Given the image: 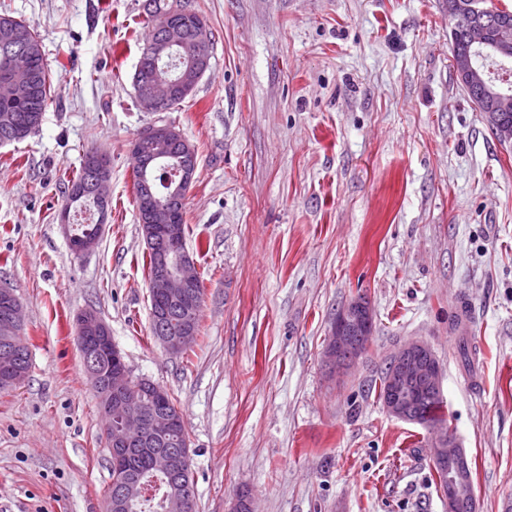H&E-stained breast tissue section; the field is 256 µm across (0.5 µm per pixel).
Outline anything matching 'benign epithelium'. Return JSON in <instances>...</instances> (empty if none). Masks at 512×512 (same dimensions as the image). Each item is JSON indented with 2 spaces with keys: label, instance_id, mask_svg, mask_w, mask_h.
Returning <instances> with one entry per match:
<instances>
[{
  "label": "benign epithelium",
  "instance_id": "benign-epithelium-1",
  "mask_svg": "<svg viewBox=\"0 0 512 512\" xmlns=\"http://www.w3.org/2000/svg\"><path fill=\"white\" fill-rule=\"evenodd\" d=\"M445 12L451 20V33L461 39L465 49H454L452 67L457 77L478 92L480 111L495 125V132L504 140L512 139V124L506 122L512 114V96L486 88L481 71L471 59L470 49L484 45V31L491 23L490 11L481 0H445ZM210 43L208 26L201 22L185 30L177 19L170 17L163 23L161 35L152 41L148 60H140L136 69L137 101L145 112H162L171 102L192 92L205 75L209 60L204 50ZM177 45L190 49L186 71L191 80L163 78L158 73V63L169 48ZM182 142L175 124L152 123L146 126L132 142V152L140 159L141 175L138 189L143 204L144 240L154 248L156 262L150 282L151 295L159 308L151 309V329L159 342L171 353L191 346L196 332L184 326L177 334L169 332L166 319L185 313L198 303L201 283L194 258L185 249L178 248L182 240L177 213L171 203H161L156 196L155 170L159 160L171 147ZM179 164L175 175L179 177L178 190L188 194L194 181L198 160L194 148L183 146L178 151ZM92 178L87 183L70 191V204H81L91 197L95 200L99 222L106 219L108 197L105 187L110 179L107 158L95 157ZM23 324L22 306L11 307L7 320L0 324V335L5 337L0 346V380L9 384L20 381L16 373L15 356L24 350L19 342L18 326ZM375 327L370 304L357 298L345 304L334 317L325 345L324 356L335 372L341 373L352 366L366 353ZM77 335L87 374L93 385H98V353L88 341H109V329L96 313L88 311L77 319ZM443 370L439 359L429 344L421 340L403 343L389 360L388 375L381 398L383 410L398 420L419 424L422 422L423 404L442 395ZM102 409L107 424L118 423L123 427L135 425L140 428V441L134 443L115 430L110 433L113 466L128 467L130 455L127 449L133 445H144L154 440L169 438L179 420L159 402L153 411L147 410L140 387L134 385L119 353L113 354V366L106 381V392ZM434 440L430 456V467L440 476L439 489L445 502V512H477L476 495L472 491L471 471L465 449L457 441L454 432L441 425L430 427ZM154 469L168 477L189 467L188 445L181 448H163L152 453ZM135 494L132 486L110 494L107 512H126L129 499Z\"/></svg>",
  "mask_w": 512,
  "mask_h": 512
}]
</instances>
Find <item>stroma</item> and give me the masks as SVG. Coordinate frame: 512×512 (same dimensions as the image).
<instances>
[{"label":"stroma","mask_w":512,"mask_h":512,"mask_svg":"<svg viewBox=\"0 0 512 512\" xmlns=\"http://www.w3.org/2000/svg\"><path fill=\"white\" fill-rule=\"evenodd\" d=\"M145 0H0L40 35L54 95L0 146V285L24 310L31 369L0 390V512H105L111 461L76 319L109 325L132 378L166 389L189 436L197 512H445L427 430L378 399L418 339L443 369L478 512L512 501V145L451 66L442 0H189L215 35L167 113L198 155L186 249L202 280L191 359L150 336L131 142L155 121L132 84ZM108 155L107 220L75 253L66 177ZM366 297L369 350L323 358ZM467 343L474 358L458 354ZM374 327L373 311L365 298L348 302L336 313L324 350L336 374L354 366L366 353Z\"/></svg>","instance_id":"obj_1"}]
</instances>
